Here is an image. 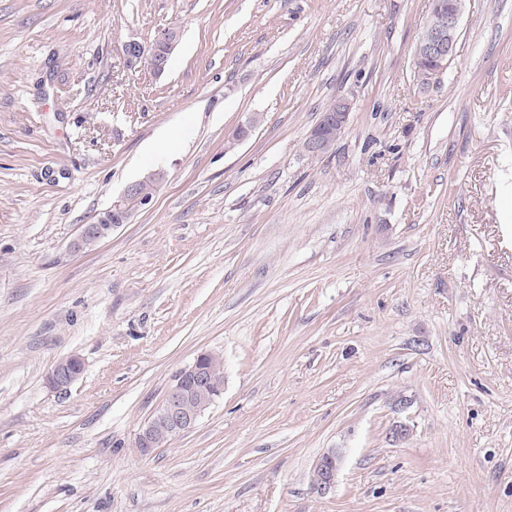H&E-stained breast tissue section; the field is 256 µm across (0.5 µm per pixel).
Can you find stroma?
Segmentation results:
<instances>
[{"mask_svg": "<svg viewBox=\"0 0 512 512\" xmlns=\"http://www.w3.org/2000/svg\"><path fill=\"white\" fill-rule=\"evenodd\" d=\"M429 9L0 0V512H512V0H464L425 85ZM167 27L164 72L128 61ZM204 351L223 395L141 455ZM332 103L323 110L319 122L306 139L304 149L311 159L324 156L346 128L351 103L344 98H338L332 110L326 112L333 105ZM164 178V171L162 170H156L148 174L143 180H140L138 182L133 183L130 185L127 189V196L128 198L139 205H146L152 200L153 192L155 191L154 187L152 185H146L148 183H151L152 181H155L156 184L161 182ZM142 190L147 194V196L141 192V186ZM149 196V197H148ZM126 212L123 210H108L103 213L102 216L93 224H86L82 227L80 233V239L82 242H98L112 234V230L124 223ZM112 218L114 222L112 223ZM118 222H120L118 224ZM82 361L75 356L58 360L48 375V384L57 391L67 390L82 374ZM154 433L155 430L153 428V424L148 420L146 423L142 425L140 428L137 437H136V447H140V453L143 455H150L152 454L157 448H161L162 446L166 445L170 439L171 436L168 435H159L156 448L154 443ZM341 460V454L335 450L329 451L320 459L316 467L319 473V476L316 477V485L320 493H326L334 483Z\"/></svg>", "mask_w": 512, "mask_h": 512, "instance_id": "stroma-1", "label": "stroma"}]
</instances>
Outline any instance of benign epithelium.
Instances as JSON below:
<instances>
[{
	"label": "benign epithelium",
	"instance_id": "obj_1",
	"mask_svg": "<svg viewBox=\"0 0 512 512\" xmlns=\"http://www.w3.org/2000/svg\"><path fill=\"white\" fill-rule=\"evenodd\" d=\"M463 2L464 0H432L431 10L422 25L423 35L419 36L414 49V64L427 62L432 65L429 77L433 79L448 68L454 55L460 34ZM179 37L178 29L165 28L158 33L150 48L146 49L139 42L131 41L126 45L125 53L128 59L143 60L152 69L161 72ZM350 111L351 103L344 98H338L331 111L322 113L319 122L306 139L304 149L308 157L316 159L327 153L345 130ZM163 178L164 171L151 172L144 179L128 187V198L139 205L148 204L152 197L141 192V186L152 181L159 183ZM125 216L126 212L123 210L104 212L95 223L82 227L81 241L98 242L109 237L116 228V223L123 222ZM203 359L221 362L219 356L209 352L198 355L195 362L183 368L176 376L162 403L156 409V419L168 425L170 433L175 436L192 429L203 414V410L191 407L193 390L211 381L210 372L198 367V362ZM82 372L83 363L79 358H62L49 372L48 384L57 391L66 390ZM154 433L151 422L142 425L136 437V446L140 447V453L150 455L155 451ZM341 460V454L335 450L329 451L320 459L316 467L319 473L316 485L320 493H326L334 483Z\"/></svg>",
	"mask_w": 512,
	"mask_h": 512
}]
</instances>
